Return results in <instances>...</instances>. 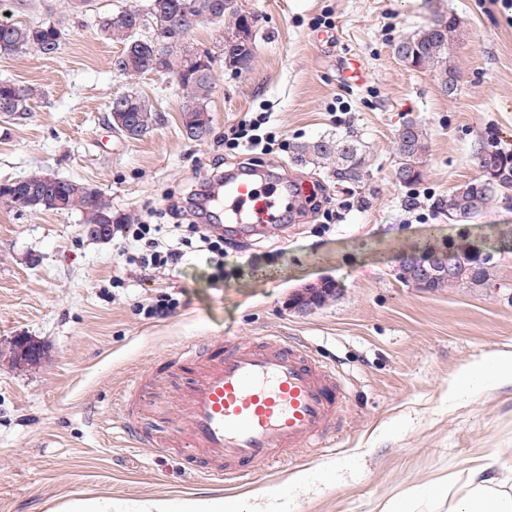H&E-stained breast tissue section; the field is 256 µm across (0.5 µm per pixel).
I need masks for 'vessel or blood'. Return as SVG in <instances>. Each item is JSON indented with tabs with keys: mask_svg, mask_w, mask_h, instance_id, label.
I'll list each match as a JSON object with an SVG mask.
<instances>
[{
	"mask_svg": "<svg viewBox=\"0 0 512 512\" xmlns=\"http://www.w3.org/2000/svg\"><path fill=\"white\" fill-rule=\"evenodd\" d=\"M265 179L262 169L225 175V223L278 224L294 210L288 182L273 191ZM347 395L335 368L302 342L208 336L165 353L136 376L120 397L122 431L135 444L166 449L184 470L227 482L323 447ZM171 411L178 416L174 434L151 428Z\"/></svg>",
	"mask_w": 512,
	"mask_h": 512,
	"instance_id": "1",
	"label": "vessel or blood"
}]
</instances>
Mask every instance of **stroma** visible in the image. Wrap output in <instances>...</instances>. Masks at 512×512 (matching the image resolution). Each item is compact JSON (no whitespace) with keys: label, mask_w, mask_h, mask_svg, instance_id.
Instances as JSON below:
<instances>
[{"label":"stroma","mask_w":512,"mask_h":512,"mask_svg":"<svg viewBox=\"0 0 512 512\" xmlns=\"http://www.w3.org/2000/svg\"><path fill=\"white\" fill-rule=\"evenodd\" d=\"M257 31L248 70L224 65V25L189 40L215 58L212 133L181 132L175 79H128L112 68L120 44L100 38L98 15L145 0H94L73 15L68 0H0V16L57 21L58 53L0 57V79L41 94L19 118L0 117V183L34 172L101 190L119 215L136 217L165 192L177 198L209 181L224 130L247 112H267L292 144L354 130L370 156L359 185L337 184L330 164L269 157L266 168L341 203V218L265 227L229 249L143 276L125 261L121 236L88 239L80 212H19L0 204V512H55L75 498L110 495L129 505L185 495L247 496L246 512H380L409 489L411 512H448L472 461L512 462V387L448 397L458 368L493 351L512 352V192L478 216L450 220L436 201L478 175L473 155L496 133L512 151V18L498 0H241ZM454 13L451 61L459 91L448 96L428 72L399 61L395 41ZM332 29L319 27L323 18ZM356 62L357 75L345 70ZM134 90L159 111L137 141L107 123L114 95ZM427 131L422 182L395 177V134L406 120ZM489 253L484 284L419 290L399 276L403 254L449 240ZM325 280L336 297L300 312L292 295ZM161 292L179 304L163 318L139 313ZM25 336L43 354L16 365ZM204 336H292L335 366L348 405L332 446L243 483L183 471L157 448L132 449L116 425V401L162 354ZM308 479L293 484L296 473Z\"/></svg>","instance_id":"35a3bbf8"}]
</instances>
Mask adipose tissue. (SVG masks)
<instances>
[{
  "label": "adipose tissue",
  "instance_id": "ef3b65f1",
  "mask_svg": "<svg viewBox=\"0 0 512 512\" xmlns=\"http://www.w3.org/2000/svg\"><path fill=\"white\" fill-rule=\"evenodd\" d=\"M512 386V353L494 352L460 368L450 383V394H475L490 386ZM512 464L478 459L469 472V488L449 512H512Z\"/></svg>",
  "mask_w": 512,
  "mask_h": 512
}]
</instances>
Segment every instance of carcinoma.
I'll use <instances>...</instances> for the list:
<instances>
[{
	"instance_id": "obj_1",
	"label": "carcinoma",
	"mask_w": 512,
	"mask_h": 512,
	"mask_svg": "<svg viewBox=\"0 0 512 512\" xmlns=\"http://www.w3.org/2000/svg\"><path fill=\"white\" fill-rule=\"evenodd\" d=\"M153 9L142 12L136 8L120 10L99 18L98 30L103 39L122 45L113 61L114 69L130 78L136 74L155 71L156 56L163 58V71L172 75L182 93V126L211 129L212 118L208 101L213 92L212 74L200 70L198 60L210 53L188 42V34L178 29L184 24L192 29L212 24L208 0H151ZM225 30L232 35L254 20L243 9L239 0H224L221 17ZM458 26L450 13L427 24L411 35L399 39L393 54L408 66L425 70L440 82L441 89L452 96L458 89L456 71L450 58V35ZM63 30L55 22L27 24L11 19L0 20V56H11L29 49L44 55L57 53ZM224 57L240 59L250 64L252 53L233 41L224 42ZM38 95L33 86H24L11 80H0V102L13 104L20 116L29 110V102ZM126 107L132 112L140 136L149 133L158 121V113L140 94L126 93ZM398 162L396 180L405 188H412L423 178V155L427 151L426 132L415 120H409L395 136ZM300 159L330 162L332 174L339 185H354L362 181L369 166L366 146L355 132L324 136L314 142L296 147ZM479 176L448 191L439 200L440 208L450 220H466L480 212L494 198L512 190V152L500 147L492 137L482 141L474 155ZM10 192L0 198V204L19 212L55 211L80 212L86 224H121L125 218L114 215L112 201L104 193L77 180L55 177L44 183L30 185L23 180L13 181ZM487 260L473 261L477 272L470 276L459 269L448 286L458 283L482 284L486 278Z\"/></svg>"
}]
</instances>
